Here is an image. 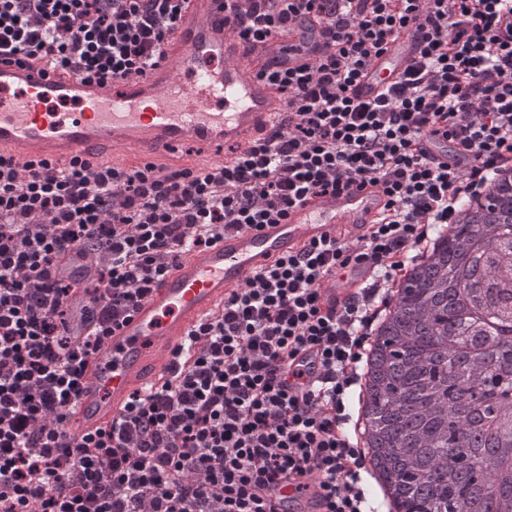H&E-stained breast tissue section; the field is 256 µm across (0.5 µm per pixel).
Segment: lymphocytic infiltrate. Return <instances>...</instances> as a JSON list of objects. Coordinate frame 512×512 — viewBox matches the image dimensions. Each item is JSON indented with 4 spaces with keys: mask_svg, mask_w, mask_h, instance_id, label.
Masks as SVG:
<instances>
[{
    "mask_svg": "<svg viewBox=\"0 0 512 512\" xmlns=\"http://www.w3.org/2000/svg\"><path fill=\"white\" fill-rule=\"evenodd\" d=\"M185 0H0V57L88 79L153 65ZM231 32L275 42L314 20L326 50L269 79L293 119L230 164L190 173L0 158V512H268L318 474L326 512H368L363 460L341 435L367 330L405 263L458 197L512 161V0H232ZM423 48L374 101L350 89L403 28ZM443 136L465 169L418 146ZM383 187L392 211L361 245L312 244L256 272L191 331L171 380L134 393L109 429L68 440L65 409L112 327L229 226L276 224L310 197ZM89 259L83 280L62 252ZM363 263L369 287L324 304ZM313 351L309 380L296 357ZM371 275L372 269L361 265L353 267L346 273L333 276L321 289L322 298L333 303L336 302V306H339L358 288L364 287Z\"/></svg>",
    "mask_w": 512,
    "mask_h": 512,
    "instance_id": "obj_1",
    "label": "lymphocytic infiltrate"
}]
</instances>
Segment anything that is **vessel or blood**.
Instances as JSON below:
<instances>
[{
    "instance_id": "1",
    "label": "vessel or blood",
    "mask_w": 512,
    "mask_h": 512,
    "mask_svg": "<svg viewBox=\"0 0 512 512\" xmlns=\"http://www.w3.org/2000/svg\"><path fill=\"white\" fill-rule=\"evenodd\" d=\"M227 0H186L156 64L104 82L42 61H0V156L60 168L111 156L118 169L179 170L228 164L289 115L288 98L267 75L311 64L324 51L318 25L290 27L276 46L232 36ZM422 49L414 29L397 35L351 88L371 101L399 80ZM389 196L365 184L320 194L291 207L278 224L231 227L209 248L177 254L164 281L115 328L81 378L67 410L73 438L111 426L131 393L161 385L189 332L218 312L253 274L313 243H364L389 211ZM372 274L361 265L334 276L324 300L343 303ZM316 477L287 487L273 512H323Z\"/></svg>"
}]
</instances>
